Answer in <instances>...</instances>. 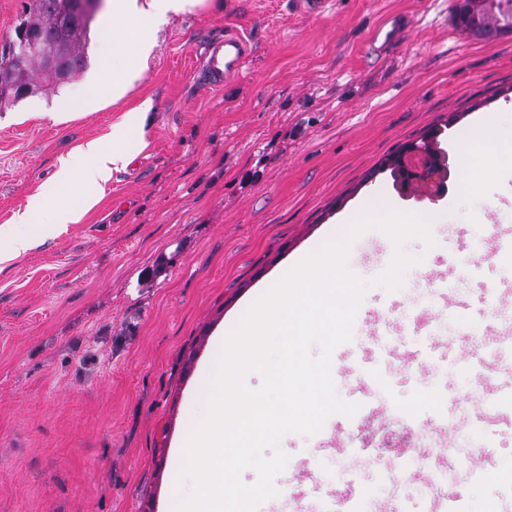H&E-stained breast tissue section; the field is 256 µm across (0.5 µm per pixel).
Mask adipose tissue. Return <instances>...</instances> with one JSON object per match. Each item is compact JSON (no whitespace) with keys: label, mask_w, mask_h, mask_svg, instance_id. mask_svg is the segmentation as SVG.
<instances>
[{"label":"adipose tissue","mask_w":512,"mask_h":512,"mask_svg":"<svg viewBox=\"0 0 512 512\" xmlns=\"http://www.w3.org/2000/svg\"><path fill=\"white\" fill-rule=\"evenodd\" d=\"M210 0H110L109 33L99 46V67L71 95L48 113L52 122L89 110L108 99H120L147 67L155 46V34L171 17L192 12ZM152 109L144 100L135 109L123 113L113 123L111 133L70 151L61 157L52 179L30 198L25 209L0 224V268L9 261L44 243L33 226L45 224L52 232L78 223L91 209L95 198L86 196V188L103 189L114 171L125 168L144 147V135ZM462 159L474 154L495 159L499 166L512 169V113L498 121L483 120L469 134L454 143ZM53 203L52 213H44L46 203Z\"/></svg>","instance_id":"obj_1"}]
</instances>
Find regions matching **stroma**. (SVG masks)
Masks as SVG:
<instances>
[{
  "label": "stroma",
  "mask_w": 512,
  "mask_h": 512,
  "mask_svg": "<svg viewBox=\"0 0 512 512\" xmlns=\"http://www.w3.org/2000/svg\"><path fill=\"white\" fill-rule=\"evenodd\" d=\"M171 18L141 78L117 102L52 123L59 91L19 101L0 125V224L24 208L74 147L110 133L119 115L152 99L145 146L113 173L79 223L0 271V512H174L183 466L175 453L188 432L186 394L216 357L218 330L284 276L296 258L320 250L323 233L363 203L399 212H435V245L407 240L417 259L394 291L375 285L394 245L372 227L351 245L350 272L368 281L353 336L332 354L338 398L395 415L409 431V406L441 419L442 398L465 392L461 328L443 321L436 336H377L366 313L393 310L400 324L432 311L434 273L453 265L467 319L482 289L512 280L494 250L474 253L484 222L512 225V176L489 169L461 199L465 165L451 149L479 115L512 110V34L465 35L456 0H326L318 15L291 0H223ZM386 11H405V37L379 55L367 38ZM231 28L253 43L239 79L223 88L197 83L204 43ZM430 139L449 171L448 192L401 190L388 166ZM321 434L285 435L277 496L259 512H336L351 493L352 512H421L419 489L434 477L432 458L403 449L392 466L413 481L392 498L373 446L324 448ZM474 446L469 478L456 492L466 512L512 497V481L488 479V462L512 466V427L465 419ZM492 445L494 460L482 448Z\"/></svg>",
  "instance_id": "1"
}]
</instances>
